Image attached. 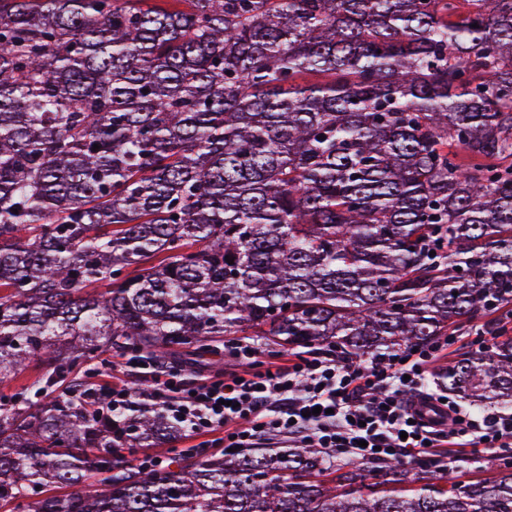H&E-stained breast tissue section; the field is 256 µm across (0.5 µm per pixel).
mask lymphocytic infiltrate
I'll return each mask as SVG.
<instances>
[{"mask_svg":"<svg viewBox=\"0 0 512 512\" xmlns=\"http://www.w3.org/2000/svg\"><path fill=\"white\" fill-rule=\"evenodd\" d=\"M458 339L362 364L335 349L317 348L288 358L258 360L251 343L227 342L239 368L188 384L175 374L151 373L147 389L124 380L94 389L100 415L112 420V442L121 445L124 420L139 408H160L186 436H215L217 445L241 451L273 437L319 448L333 458L382 463L427 461L443 470L460 455L512 453V414H476L442 401L429 383L432 369ZM433 417H426L425 408Z\"/></svg>","mask_w":512,"mask_h":512,"instance_id":"obj_1","label":"lymphocytic infiltrate"}]
</instances>
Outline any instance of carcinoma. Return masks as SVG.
<instances>
[{
    "instance_id": "1",
    "label": "carcinoma",
    "mask_w": 512,
    "mask_h": 512,
    "mask_svg": "<svg viewBox=\"0 0 512 512\" xmlns=\"http://www.w3.org/2000/svg\"><path fill=\"white\" fill-rule=\"evenodd\" d=\"M511 306L512 0H0V385L37 366L0 394V509L512 512L508 461L142 473L181 429L139 409L115 447L84 370L225 336L361 362ZM439 384L512 410V336Z\"/></svg>"
}]
</instances>
